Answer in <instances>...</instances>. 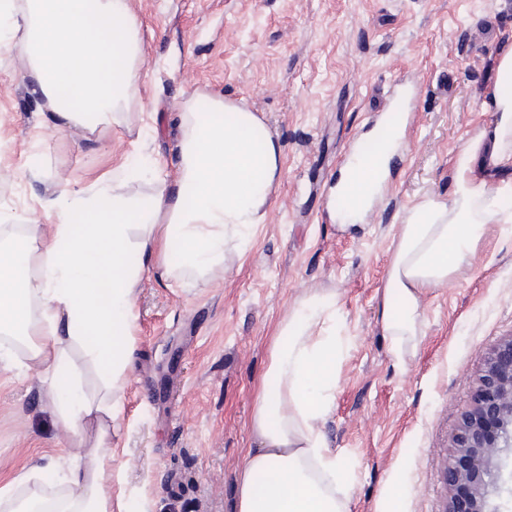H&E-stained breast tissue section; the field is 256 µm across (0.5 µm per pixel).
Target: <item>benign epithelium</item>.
Segmentation results:
<instances>
[{
  "instance_id": "1",
  "label": "benign epithelium",
  "mask_w": 512,
  "mask_h": 512,
  "mask_svg": "<svg viewBox=\"0 0 512 512\" xmlns=\"http://www.w3.org/2000/svg\"><path fill=\"white\" fill-rule=\"evenodd\" d=\"M445 480L454 491L446 512H491L490 487L512 451V336L484 358L471 408L450 436Z\"/></svg>"
}]
</instances>
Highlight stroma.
I'll return each mask as SVG.
<instances>
[{"label": "stroma", "instance_id": "obj_1", "mask_svg": "<svg viewBox=\"0 0 512 512\" xmlns=\"http://www.w3.org/2000/svg\"><path fill=\"white\" fill-rule=\"evenodd\" d=\"M145 43L139 135L86 140L44 126L12 55L0 54V210L47 224V179L83 188L125 166L176 177L174 123L192 93L243 98L282 144L281 184L223 280L145 268L121 410L112 423L113 497L127 512H234L252 404L284 315L310 289L336 293L334 408L325 425L353 468L350 512H444L450 435L485 354L512 336V223L486 225L467 264L420 301L424 335L398 364L376 320L404 216L448 200L461 148L497 120L480 94L512 33V0H133ZM403 99L402 146L360 224L329 197L355 144ZM0 370V479L63 462L72 436L14 347Z\"/></svg>", "mask_w": 512, "mask_h": 512}]
</instances>
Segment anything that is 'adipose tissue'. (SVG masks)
<instances>
[{"mask_svg": "<svg viewBox=\"0 0 512 512\" xmlns=\"http://www.w3.org/2000/svg\"><path fill=\"white\" fill-rule=\"evenodd\" d=\"M144 45L130 0H0V52L17 56L47 125L58 131L78 129L89 139L109 123L133 129ZM481 107L499 115L490 147L466 144L451 199L424 200L399 227L377 318L400 357L423 334L422 294L457 275L485 225L499 219L488 179L512 169V34L497 46ZM177 127L175 183L158 178L150 193L130 192L117 168L81 189L56 179L40 201L55 223L0 231V334L24 348L69 433L97 426L93 446L68 458L66 497L51 505L29 490L37 474L29 468L0 479L6 512H112V421L143 267L164 278L222 272L263 222L281 182V144L245 99L213 98L205 112L187 99ZM394 147V133H386L350 164L336 199L346 218L370 206ZM335 320V293L313 290L280 321L254 400L236 512H348L351 466L323 431L345 345ZM79 351L104 371L97 395L83 388L73 359Z\"/></svg>", "mask_w": 512, "mask_h": 512, "instance_id": "obj_1", "label": "adipose tissue"}]
</instances>
